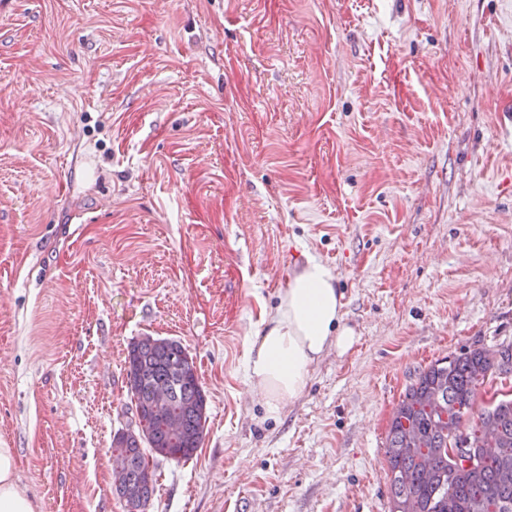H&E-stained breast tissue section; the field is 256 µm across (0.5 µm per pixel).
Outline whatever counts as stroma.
Instances as JSON below:
<instances>
[{"mask_svg":"<svg viewBox=\"0 0 512 512\" xmlns=\"http://www.w3.org/2000/svg\"><path fill=\"white\" fill-rule=\"evenodd\" d=\"M310 255L357 341L268 418L246 357ZM146 334L208 406L144 512H388L406 387L512 344V0H0V446L34 512H126Z\"/></svg>","mask_w":512,"mask_h":512,"instance_id":"1","label":"stroma"}]
</instances>
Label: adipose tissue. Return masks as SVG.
Segmentation results:
<instances>
[{
  "label": "adipose tissue",
  "instance_id": "adipose-tissue-1",
  "mask_svg": "<svg viewBox=\"0 0 512 512\" xmlns=\"http://www.w3.org/2000/svg\"><path fill=\"white\" fill-rule=\"evenodd\" d=\"M342 295L333 272L307 258L278 296L265 318L263 333L251 349L247 369L267 417L302 395L313 366L329 347L347 351L355 336L343 323ZM16 456L0 447V512H33V505L14 480Z\"/></svg>",
  "mask_w": 512,
  "mask_h": 512
}]
</instances>
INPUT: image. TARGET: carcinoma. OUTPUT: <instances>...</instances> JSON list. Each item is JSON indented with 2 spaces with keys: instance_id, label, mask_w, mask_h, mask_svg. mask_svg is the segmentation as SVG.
<instances>
[{
  "instance_id": "cac0c4a2",
  "label": "carcinoma",
  "mask_w": 512,
  "mask_h": 512,
  "mask_svg": "<svg viewBox=\"0 0 512 512\" xmlns=\"http://www.w3.org/2000/svg\"><path fill=\"white\" fill-rule=\"evenodd\" d=\"M135 425L118 438L121 461L112 487L127 512H144L154 492L147 454L189 459L199 448L207 399L192 357L182 344L144 335L126 357ZM494 374H512V345L475 346L423 369L391 418L386 463L389 512H512V397L503 396L471 419L479 388ZM170 391L173 431L152 406V391ZM471 449L474 464L458 465L448 445ZM485 448L496 452L483 453Z\"/></svg>"
}]
</instances>
